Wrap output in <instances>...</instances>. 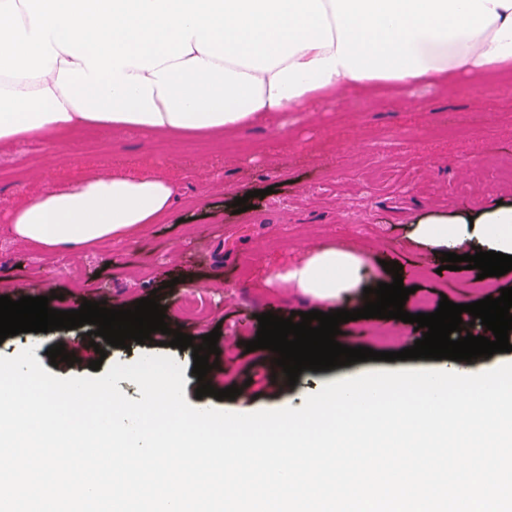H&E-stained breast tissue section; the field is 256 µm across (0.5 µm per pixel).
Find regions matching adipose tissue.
<instances>
[{
  "mask_svg": "<svg viewBox=\"0 0 512 512\" xmlns=\"http://www.w3.org/2000/svg\"><path fill=\"white\" fill-rule=\"evenodd\" d=\"M512 82V0H0V150L85 127L148 138L279 129L338 90ZM174 205L160 170L47 185L0 219L22 246L74 253L137 241ZM434 257L512 255V203L427 216ZM371 247L308 248L278 281L319 304L363 307Z\"/></svg>",
  "mask_w": 512,
  "mask_h": 512,
  "instance_id": "obj_1",
  "label": "adipose tissue"
}]
</instances>
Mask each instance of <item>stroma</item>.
Segmentation results:
<instances>
[{
	"label": "stroma",
	"mask_w": 512,
	"mask_h": 512,
	"mask_svg": "<svg viewBox=\"0 0 512 512\" xmlns=\"http://www.w3.org/2000/svg\"><path fill=\"white\" fill-rule=\"evenodd\" d=\"M345 116H338L337 106ZM512 85L484 94L462 82L445 92L435 86L403 88L381 100L335 93L331 102L285 118L283 130L250 127L235 135L236 153L216 151L212 141L187 139L160 144L135 131L114 134L96 128L49 146L21 144L0 153V164L20 170L0 180V216L45 184L63 185L88 172L134 174L166 162L175 185L170 217L152 225L138 243L105 241L82 254L45 256L0 234V296L49 297V306L76 310L82 301L107 307L132 306L157 292L169 328L195 337L220 330L218 347L234 342L230 378L246 386L248 400L207 397L223 411L248 404L257 409L291 401L296 391L373 371L430 369L432 359L365 361L328 371H303L296 386L276 378L268 352L246 351L256 336L258 314L290 317L315 305L286 285H265L267 271L290 265L308 247L330 241L349 248L373 245L370 272L385 277L384 262L402 266L412 289L405 311L434 312L441 298L468 304L487 295V286L512 287V271L478 280L476 270L450 271L410 242L406 226L433 213L451 215L512 201V184L491 186L492 168L512 166ZM253 193V207L237 213L235 199ZM194 292L207 317L199 323L181 315L183 297ZM389 320L358 319L341 324V344L376 351L413 346L422 331ZM78 339L89 343L87 327L22 333L0 343L10 355L38 346L39 361L52 375L86 376L87 362L51 365L50 344ZM164 336L131 348L107 347L103 367L131 363L144 354L173 356L183 365L187 396L198 387L191 350L164 345Z\"/></svg>",
	"instance_id": "35a3bbf8"
}]
</instances>
